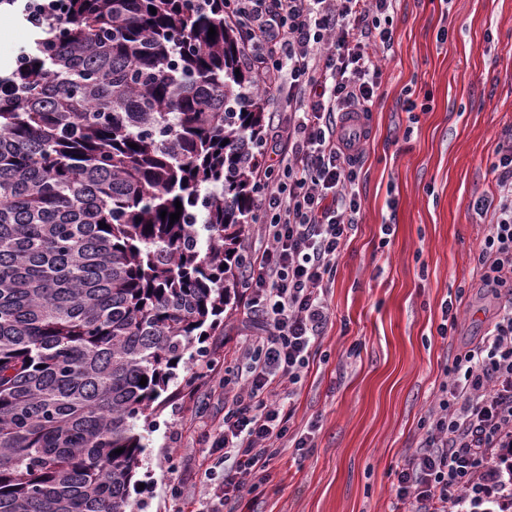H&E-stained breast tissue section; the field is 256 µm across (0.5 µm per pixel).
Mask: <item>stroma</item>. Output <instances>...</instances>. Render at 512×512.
I'll list each match as a JSON object with an SVG mask.
<instances>
[{
  "label": "stroma",
  "instance_id": "obj_1",
  "mask_svg": "<svg viewBox=\"0 0 512 512\" xmlns=\"http://www.w3.org/2000/svg\"><path fill=\"white\" fill-rule=\"evenodd\" d=\"M0 24L11 31L0 35L7 77L37 32L10 11ZM394 25L360 146L358 222L328 295L331 322L297 386L273 480L244 497L250 512H391L395 470L422 440L447 366L497 309L473 273L489 218L470 204L490 193L489 165L512 129V0H398ZM407 98L426 111H404ZM460 290L458 326L441 336L443 308ZM246 313L242 302L225 311L223 335L205 341L212 364H192L170 386L145 433L133 512L201 502L210 479L199 462L220 454L212 427L251 331ZM302 433L313 445L300 451Z\"/></svg>",
  "mask_w": 512,
  "mask_h": 512
}]
</instances>
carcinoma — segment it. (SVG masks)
Listing matches in <instances>:
<instances>
[{
    "mask_svg": "<svg viewBox=\"0 0 512 512\" xmlns=\"http://www.w3.org/2000/svg\"><path fill=\"white\" fill-rule=\"evenodd\" d=\"M246 39L224 0H71L0 95V512L131 507L139 421L239 294Z\"/></svg>",
    "mask_w": 512,
    "mask_h": 512,
    "instance_id": "obj_1",
    "label": "carcinoma"
}]
</instances>
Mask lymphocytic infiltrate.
<instances>
[{"label": "lymphocytic infiltrate", "mask_w": 512, "mask_h": 512, "mask_svg": "<svg viewBox=\"0 0 512 512\" xmlns=\"http://www.w3.org/2000/svg\"><path fill=\"white\" fill-rule=\"evenodd\" d=\"M395 0H228L249 34L256 93L284 104L272 122L274 164L256 169L260 245H246L242 286L252 332L224 380L221 482L205 487V512L240 505L270 482L275 448L288 433L287 403L324 336L336 266L360 212V154L342 135L370 111L382 83V52L394 42ZM493 189L472 203L491 214L477 256L498 309L479 340L446 369L418 448L395 472L398 512H485L500 483L492 449L512 447V136L491 162Z\"/></svg>", "instance_id": "lymphocytic-infiltrate-1"}]
</instances>
